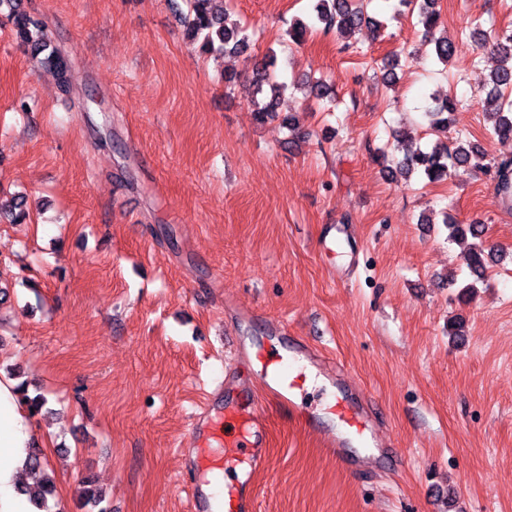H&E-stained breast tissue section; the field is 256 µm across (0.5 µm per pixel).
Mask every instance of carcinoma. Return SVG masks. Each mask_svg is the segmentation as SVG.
Wrapping results in <instances>:
<instances>
[{
  "label": "carcinoma",
  "mask_w": 512,
  "mask_h": 512,
  "mask_svg": "<svg viewBox=\"0 0 512 512\" xmlns=\"http://www.w3.org/2000/svg\"><path fill=\"white\" fill-rule=\"evenodd\" d=\"M187 11L184 21L189 27L193 43L197 44L203 54L210 53H241L248 49L250 36L244 26L230 27L227 25L221 0H183ZM9 5L13 16L24 38H29L30 28L39 32V38L32 44L38 54L48 49L44 31L39 22L27 13L19 10L14 0H0V7ZM438 0H394L393 17L404 14H417L418 24L423 28V34L434 43L436 62L448 65L455 55V39L448 31L440 30L441 13L437 9ZM367 23L366 12L362 0H316L314 14L307 20H298L291 26L288 36L295 43L304 41L307 34L322 30L338 32L348 38L362 29ZM472 38L481 49H490L497 56V65L491 70L485 87L483 110L487 122V133L500 139L512 138V30L488 36L477 28L472 32ZM42 63L53 66L61 80L60 89L69 90L67 78L68 63L56 50L42 60ZM276 55L269 56L268 63L257 70L250 82L254 95H263L267 102L256 112V119L264 123L278 117L277 100L288 89V84L277 79L275 74ZM458 99L449 95L445 99L435 100V107L426 110L430 125L434 129L448 128L446 115L456 111ZM481 151L475 143L436 142L428 149L408 151L397 163L396 169L403 176L420 171L431 183H439L459 168H466L477 163ZM492 171L494 190L502 205H512V158L505 157L493 163ZM449 236L457 237L466 234L476 239L469 253L467 268L477 276H484L490 262L494 261L495 253L488 249L483 241L481 225L473 223L463 226L454 220L447 221ZM19 494L26 496L29 503L37 512H49V500L56 492L55 478L44 472L39 480L31 486L18 488ZM82 505L98 512H107L102 506L105 495L94 487L93 481L83 482L79 495Z\"/></svg>",
  "instance_id": "cac0c4a2"
}]
</instances>
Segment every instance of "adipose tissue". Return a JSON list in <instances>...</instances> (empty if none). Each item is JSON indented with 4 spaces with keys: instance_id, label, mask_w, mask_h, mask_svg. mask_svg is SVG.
<instances>
[{
    "instance_id": "adipose-tissue-1",
    "label": "adipose tissue",
    "mask_w": 512,
    "mask_h": 512,
    "mask_svg": "<svg viewBox=\"0 0 512 512\" xmlns=\"http://www.w3.org/2000/svg\"><path fill=\"white\" fill-rule=\"evenodd\" d=\"M31 445L32 433L19 406L18 392L11 381L0 379V512H30L15 483Z\"/></svg>"
}]
</instances>
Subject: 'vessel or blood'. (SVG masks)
I'll list each match as a JSON object with an SVG mask.
<instances>
[{"instance_id": "b4317fda", "label": "vessel or blood", "mask_w": 512, "mask_h": 512, "mask_svg": "<svg viewBox=\"0 0 512 512\" xmlns=\"http://www.w3.org/2000/svg\"><path fill=\"white\" fill-rule=\"evenodd\" d=\"M251 365L261 396L293 402L301 386L291 373L290 357L258 353ZM333 409L348 434L362 436L371 432L368 410L344 399L336 400ZM197 423L199 439L212 447L213 452L197 454L195 462L208 472L223 475L224 493L218 498L203 485H196L192 490L191 512H256L255 476L269 462L266 427L258 398L251 399L242 410L213 416L201 411Z\"/></svg>"}]
</instances>
